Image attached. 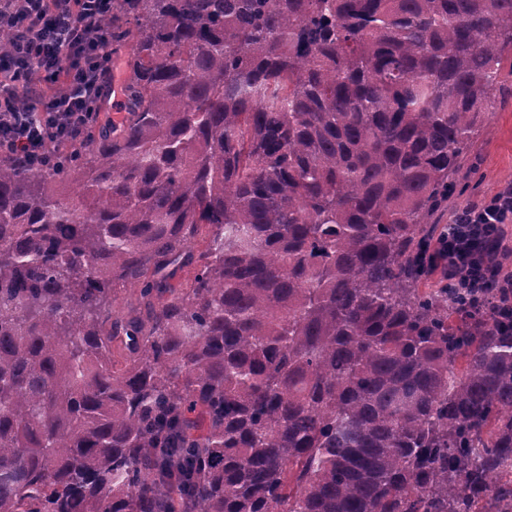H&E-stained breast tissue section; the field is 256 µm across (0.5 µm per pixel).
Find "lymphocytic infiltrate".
<instances>
[{
	"label": "lymphocytic infiltrate",
	"mask_w": 512,
	"mask_h": 512,
	"mask_svg": "<svg viewBox=\"0 0 512 512\" xmlns=\"http://www.w3.org/2000/svg\"><path fill=\"white\" fill-rule=\"evenodd\" d=\"M112 0H0L13 40L0 57V154L31 167L48 146L81 141L112 77ZM512 181L454 210L430 245V272L452 288L512 295Z\"/></svg>",
	"instance_id": "f902f5d3"
}]
</instances>
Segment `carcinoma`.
<instances>
[{
	"label": "carcinoma",
	"mask_w": 512,
	"mask_h": 512,
	"mask_svg": "<svg viewBox=\"0 0 512 512\" xmlns=\"http://www.w3.org/2000/svg\"><path fill=\"white\" fill-rule=\"evenodd\" d=\"M106 24L124 115L0 157V512H512V319L420 263L512 0Z\"/></svg>",
	"instance_id": "1"
}]
</instances>
